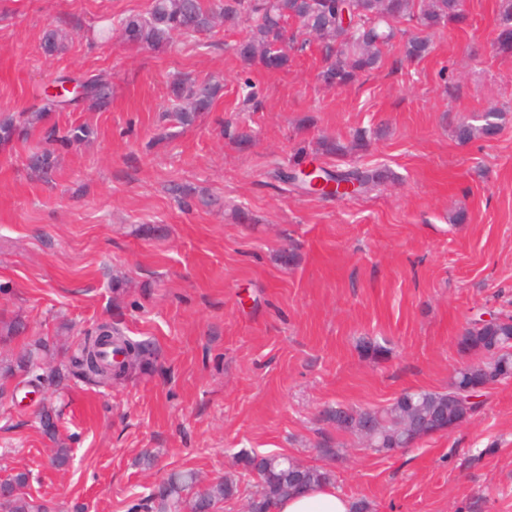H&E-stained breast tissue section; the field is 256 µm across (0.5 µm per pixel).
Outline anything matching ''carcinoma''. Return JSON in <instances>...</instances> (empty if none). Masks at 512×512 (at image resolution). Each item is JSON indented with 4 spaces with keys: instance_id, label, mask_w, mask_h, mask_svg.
<instances>
[{
    "instance_id": "obj_1",
    "label": "carcinoma",
    "mask_w": 512,
    "mask_h": 512,
    "mask_svg": "<svg viewBox=\"0 0 512 512\" xmlns=\"http://www.w3.org/2000/svg\"><path fill=\"white\" fill-rule=\"evenodd\" d=\"M348 8L351 26L342 27L341 12ZM224 20L243 21L248 35L234 47V54L246 65H259L268 71L288 67L290 49L304 48L312 41L322 44L325 66L321 72L324 83L342 87L358 74L375 69L382 60V48L397 36L406 37V57L419 59L430 50V32L448 22H463L466 15L459 12L455 0H222L215 8L210 0H151L143 15L128 16L122 28L129 43L151 50L167 47L179 36L189 41L208 33L215 13ZM498 53L512 59V0H500L499 29L495 40ZM83 98L99 107L112 99V81L105 74L80 81ZM170 101L176 104L175 116L180 124H193L202 112L211 109L218 86L209 80L196 81L185 76L174 78L169 85ZM41 107L20 120L13 116L0 118V145L28 135L31 128L42 123L52 112L66 109L68 101L43 93ZM498 113H489L484 124L463 123L456 129V137L467 143L477 137L492 136L497 131ZM89 133L86 126H74L64 131L54 125L45 126L48 147L28 156V168L46 175L55 167L53 145L64 146L84 140ZM327 180L336 178L358 182L359 191L367 192L376 186L374 176L366 170H350L338 175L318 169ZM25 332L23 321L14 317L0 321V341L7 344ZM105 336L112 337L116 351L124 355L122 362L113 366L103 363L98 346ZM459 351L476 356V361L457 369L446 392L420 390L405 392L382 409H363L354 414L333 411L329 418L336 427L357 433L355 416L368 417L370 427L365 431L369 447L377 451H393L411 443L441 433L436 420L458 424L470 410L457 403L454 394L478 389L512 378V315L478 321L466 327L458 336ZM152 350L143 343L132 342L122 336L110 323L99 324L94 332L84 336L62 366L54 364L48 345L36 340L0 363V374L25 376L45 385H55L65 378L82 379L88 383L104 384L124 379L129 372L147 368ZM42 434L56 445L52 459L61 467L70 460V448L58 435L57 414L46 407L39 416ZM245 469L256 474L261 492L249 501L251 512H270L272 505L290 494L319 484L333 482L332 471L306 466L302 469L280 454L247 456ZM29 474L17 472L0 482V512H52L49 502L37 503L24 488ZM197 487L191 473H173L156 485L151 493L134 506L144 512H213L217 504L233 498L238 492L231 475L197 487L191 500L184 492Z\"/></svg>"
}]
</instances>
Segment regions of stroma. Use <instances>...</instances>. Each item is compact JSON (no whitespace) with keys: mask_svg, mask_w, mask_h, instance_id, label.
<instances>
[{"mask_svg":"<svg viewBox=\"0 0 512 512\" xmlns=\"http://www.w3.org/2000/svg\"><path fill=\"white\" fill-rule=\"evenodd\" d=\"M148 3L0 0V114L35 111L63 72L112 79L109 106L55 113L60 128L91 135L58 149L49 176L26 166L40 129L0 151V314H22L29 339L63 354L108 318L157 349L153 370L117 385L8 381L0 479L28 471V493L57 512H131L169 473L205 483L230 473L238 493L218 512H243L261 486L236 456L282 454L332 470L372 512H512V379L485 389L452 433L388 455L326 419L339 405L447 391L467 321L512 315V61L493 47L500 0H467L465 21L436 30L423 58L394 41L344 88L321 82L316 42L287 70L243 67L232 50L247 34L240 24L138 49L118 21ZM105 23L103 42L94 32ZM50 30L67 34L64 51L46 52ZM176 74L221 86L185 129L163 117ZM246 79L256 103L243 101ZM490 110L502 113L494 135L456 140L461 120ZM237 128L251 143L233 139ZM359 133L368 147H356ZM325 138L344 152H323ZM312 162L390 176L345 198L279 181ZM176 185L191 189V209ZM368 339L383 355L361 350ZM45 403L72 450L62 470L49 468L35 420Z\"/></svg>","mask_w":512,"mask_h":512,"instance_id":"stroma-1","label":"stroma"}]
</instances>
